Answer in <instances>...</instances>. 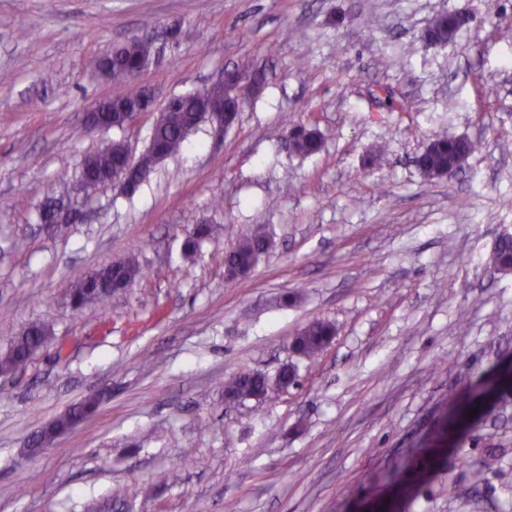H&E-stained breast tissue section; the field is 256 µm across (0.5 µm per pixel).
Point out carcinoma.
Here are the masks:
<instances>
[{"instance_id":"1","label":"carcinoma","mask_w":512,"mask_h":512,"mask_svg":"<svg viewBox=\"0 0 512 512\" xmlns=\"http://www.w3.org/2000/svg\"><path fill=\"white\" fill-rule=\"evenodd\" d=\"M457 20L453 13H440L432 20L429 38L444 43L456 35ZM151 52L150 44L140 38H132L126 43L112 49L100 60L102 71L112 83L123 87V91L108 97L95 108L97 120L104 127H112L125 112L131 111L146 103L145 92L133 84L138 73L139 60ZM222 92L212 87H205L193 97L175 104H167L162 108V115L155 124L152 138L158 151V158H147L144 164L150 168L155 162L165 160L177 154L185 141L190 129L198 119L211 108L215 97ZM224 96V95H222ZM224 107L230 110L233 118L235 101L230 95L224 96ZM288 141L292 149L301 155H311L322 149L321 133L313 126L294 125L288 133ZM478 148V142L466 137H436L428 140L426 150L421 157L420 171L428 179H440L454 170L461 159L468 157ZM126 145L121 140L103 142L91 153L84 156L80 166L75 170L76 178L81 182L101 184L107 181L113 171L123 162L126 156ZM217 228L211 224H200L186 238L184 247L194 251L200 240L212 238ZM268 246L263 232L255 230L244 236L237 245L224 256L227 267H232L244 274L250 273ZM487 264L503 274L512 269V234L502 235L488 256ZM99 279L87 276L79 278L69 290V299L75 308L82 310L88 307H102L112 297V293L130 286L142 275L139 263L129 258L123 262L98 269ZM335 336L333 324L315 320L307 324L293 341L297 354L312 359L331 342ZM52 336L48 328L42 324H32L15 338L7 351L0 355V372L13 371L27 364L39 350L48 346ZM296 380L293 369L284 370L277 379L270 380L266 376L244 370L230 378L225 385L228 396L240 400L263 398L275 389L287 388ZM99 403L94 397L83 399L77 406L61 414L58 426L66 427L75 421H82L93 416Z\"/></svg>"}]
</instances>
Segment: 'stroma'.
<instances>
[{
    "mask_svg": "<svg viewBox=\"0 0 512 512\" xmlns=\"http://www.w3.org/2000/svg\"><path fill=\"white\" fill-rule=\"evenodd\" d=\"M441 12L469 21L428 45ZM505 29L512 0H0V353L33 323L54 336L0 375V512H512V403L465 428L448 405L512 365V273L484 264L512 234ZM141 36L154 111L89 128L119 92L99 59ZM243 63L262 83L223 136L201 122L130 194L59 183L101 140L139 156L168 98ZM296 123L319 153L289 152ZM441 135L482 143L449 181L413 163ZM72 200L81 220L48 232L41 209ZM199 224L221 232L185 257ZM256 228L268 251L228 278L226 252ZM131 255L144 278L71 307L77 278ZM314 320L336 335L306 360L291 342ZM244 365L295 366L299 384L226 404ZM91 394L94 416L29 455ZM428 448L410 490L380 482ZM490 448L497 469L479 468Z\"/></svg>",
    "mask_w": 512,
    "mask_h": 512,
    "instance_id": "1",
    "label": "stroma"
}]
</instances>
